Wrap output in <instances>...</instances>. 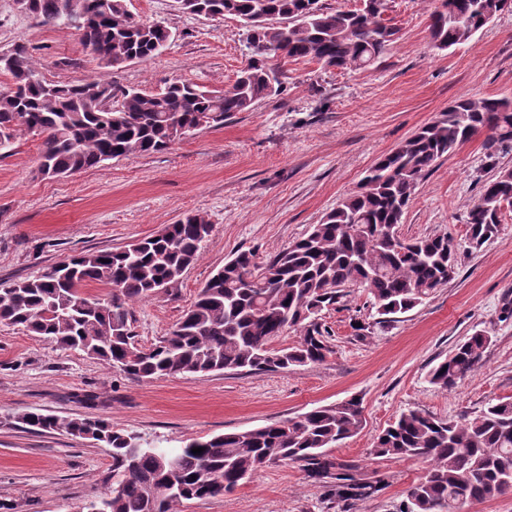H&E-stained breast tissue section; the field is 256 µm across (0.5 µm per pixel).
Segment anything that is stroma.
<instances>
[{
    "label": "stroma",
    "instance_id": "obj_1",
    "mask_svg": "<svg viewBox=\"0 0 512 512\" xmlns=\"http://www.w3.org/2000/svg\"><path fill=\"white\" fill-rule=\"evenodd\" d=\"M397 40L374 66L325 69L281 60L286 89L252 110L202 128L151 154L105 161L66 177L38 174L40 135L19 132L0 157V288L40 275L85 251L122 247L199 213L214 231L196 263L169 291L131 309L139 346L157 343L200 288L236 252L267 259L303 237L344 196L358 190L380 156L461 97L512 98V11L473 41L433 47L426 0H387ZM135 18L173 33L154 59L101 68L68 25H41L18 0H0V52L24 44L50 82L99 78L117 87L163 90L173 81L223 90L248 58L245 30L231 15L178 10L175 0H127ZM512 168V152L479 133L440 159L420 183L398 227L405 238L440 235L458 243L482 183ZM512 213L497 238L458 253L455 278L413 309L378 314L368 291L351 287L323 310L331 351L318 364L280 372L232 370L137 381L87 354L64 350L23 328L0 324V512H74L112 485L103 444L23 428L18 416L110 419L144 442L180 448L194 439L283 421L360 397L363 426L332 448L365 475L383 474L377 497L347 510L329 503L301 464L279 462L224 497L184 502L179 512H398L427 465L378 458L377 436L402 412L445 420L512 400ZM491 338L457 387L433 385L431 369L475 332Z\"/></svg>",
    "mask_w": 512,
    "mask_h": 512
}]
</instances>
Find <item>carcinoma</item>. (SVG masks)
I'll return each mask as SVG.
<instances>
[{
	"label": "carcinoma",
	"mask_w": 512,
	"mask_h": 512,
	"mask_svg": "<svg viewBox=\"0 0 512 512\" xmlns=\"http://www.w3.org/2000/svg\"><path fill=\"white\" fill-rule=\"evenodd\" d=\"M41 24L81 31L83 45L104 68L158 56L172 40L169 28L128 13L126 0H24ZM319 0H181L180 9L210 17L233 15L246 28L249 57L222 91L175 81L158 92L92 79L49 82L18 45L0 56V154L12 151L17 132L43 137L38 173L71 175L123 156L158 152L224 117L247 112L281 95L282 70L274 61L313 60L327 69H362L377 63L397 39L386 22L387 0H360L353 9H325ZM512 0H439L431 12V37L439 50L470 43ZM512 148V100L460 98L395 150L380 157L360 190L342 198L303 238L262 263L252 250L238 252L199 290L196 300L155 346L139 347L131 332L130 305L178 284L211 235L210 221L188 214L165 233L112 251H86L42 275L0 288V322L20 326L62 349L79 350L119 368L130 378L157 379L222 370L283 371L323 361L331 352L318 314L350 286L368 290L381 315L421 304L457 274L459 248L477 250L496 238L512 210V169L485 181L466 213L459 247L440 236L406 240L392 228L435 163L474 135ZM92 284L105 297L84 293ZM301 333L281 350L270 342L289 330ZM490 337L475 332L430 372L448 390L477 365ZM21 423L38 431L92 439L110 448L112 488L102 512H177L189 500L224 496L239 477L279 462H300L308 477L336 503L372 498L384 479L366 477L329 449L358 433L356 397L313 408L286 421L208 440L178 450L145 447L134 433L105 418H68L28 412ZM204 448L199 454L192 449ZM379 457L428 464L399 512H454L462 495L481 502L512 491V401L487 404L451 422L422 410L400 414L378 435Z\"/></svg>",
	"instance_id": "1"
}]
</instances>
